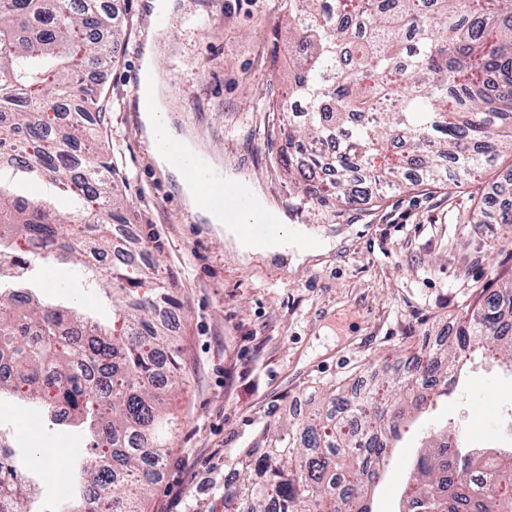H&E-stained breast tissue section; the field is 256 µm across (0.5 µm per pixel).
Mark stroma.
Masks as SVG:
<instances>
[{
    "instance_id": "stroma-1",
    "label": "stroma",
    "mask_w": 512,
    "mask_h": 512,
    "mask_svg": "<svg viewBox=\"0 0 512 512\" xmlns=\"http://www.w3.org/2000/svg\"><path fill=\"white\" fill-rule=\"evenodd\" d=\"M147 0H118L125 36L114 61L95 72L109 104L98 148L124 204L143 292L171 288L181 319L177 340L186 381L173 399L175 425L163 474L142 512H224V477L266 426L298 416L310 399L386 385L419 336H439L512 254V229L474 224V199L512 200V150L461 187L388 192L380 205L313 206L268 149V96L288 91L286 0H180L169 26L149 32ZM153 36L169 114L216 171L259 186L293 229L324 242L294 266L254 254L241 262L212 225L184 208L171 175L155 166L141 137L137 91ZM44 303L80 308L104 325L115 313L103 290L63 283L38 269ZM486 398H474L480 386ZM512 406V371L477 358L456 392L412 415L372 497L373 512H396L423 442L466 421L485 439ZM0 422L16 426L26 458L71 466L85 431L52 424L28 404L0 396Z\"/></svg>"
}]
</instances>
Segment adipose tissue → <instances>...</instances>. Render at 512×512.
Here are the masks:
<instances>
[{
	"label": "adipose tissue",
	"mask_w": 512,
	"mask_h": 512,
	"mask_svg": "<svg viewBox=\"0 0 512 512\" xmlns=\"http://www.w3.org/2000/svg\"><path fill=\"white\" fill-rule=\"evenodd\" d=\"M138 112L144 136L149 145L156 146L159 139L163 137L177 138L178 133L170 121L168 107L157 77L155 52L152 44L149 43L145 44L142 56ZM154 157L159 169L163 173L173 176L176 180L188 210L196 215L198 219L212 224L215 230L223 231L229 247L236 252L241 260H248L252 253L258 251L270 258L287 255L289 250L287 242L271 239L259 245L255 244L242 237L236 226L225 223L223 215L198 208L196 205V186L185 178L180 168L174 165L165 154L156 151Z\"/></svg>",
	"instance_id": "obj_1"
}]
</instances>
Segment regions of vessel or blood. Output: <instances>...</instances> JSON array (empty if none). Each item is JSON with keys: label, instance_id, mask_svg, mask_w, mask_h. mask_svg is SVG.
<instances>
[{"label": "vessel or blood", "instance_id": "1", "mask_svg": "<svg viewBox=\"0 0 512 512\" xmlns=\"http://www.w3.org/2000/svg\"><path fill=\"white\" fill-rule=\"evenodd\" d=\"M161 149L189 177L202 182L199 197L202 208L222 210L225 223L239 225L242 235L252 241L259 243L279 236L281 221L278 212L254 210L251 191L246 183L225 186L218 175L211 172L206 156L187 155L177 142H163Z\"/></svg>", "mask_w": 512, "mask_h": 512}]
</instances>
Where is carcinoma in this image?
<instances>
[{"instance_id": "carcinoma-1", "label": "carcinoma", "mask_w": 512, "mask_h": 512, "mask_svg": "<svg viewBox=\"0 0 512 512\" xmlns=\"http://www.w3.org/2000/svg\"><path fill=\"white\" fill-rule=\"evenodd\" d=\"M118 8L99 0H0V168L52 183L80 200L67 219L54 200L32 201L0 181V252L22 241L31 264L48 258L108 285L122 337L73 307L44 305L29 283L0 276V393L27 400L55 424L77 423L91 453L75 499L84 512H140L157 483L174 420L167 397L181 381L174 342L160 315L174 303L141 292L133 262H97L112 248L101 224L125 217L102 170L77 155L104 125L107 101L81 73L112 58L124 36ZM288 95L268 102L281 115L270 144L306 200L321 207L382 198L386 189L462 183L512 148V0H288ZM386 163L376 166L374 159ZM322 171L331 175L323 183ZM475 223L512 226L475 202ZM512 265L476 290L454 338L418 339L406 396L373 390L346 403L331 392L301 417L267 427L224 481L228 512H371L369 490L393 455L405 416L429 391L448 395L459 361L479 345L512 364ZM446 428L418 457L399 512H512V467L493 446L448 451Z\"/></svg>"}]
</instances>
